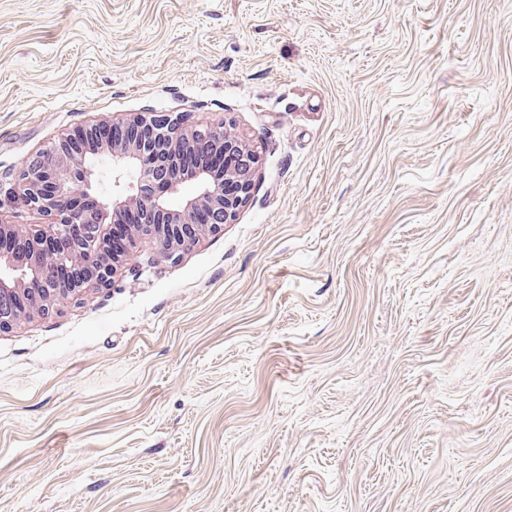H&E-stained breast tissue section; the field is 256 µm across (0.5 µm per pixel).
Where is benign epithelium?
Returning a JSON list of instances; mask_svg holds the SVG:
<instances>
[{"instance_id": "1", "label": "benign epithelium", "mask_w": 512, "mask_h": 512, "mask_svg": "<svg viewBox=\"0 0 512 512\" xmlns=\"http://www.w3.org/2000/svg\"><path fill=\"white\" fill-rule=\"evenodd\" d=\"M85 131L79 140L61 134L15 173L27 210L50 221L0 219V333L48 316L85 292L88 284L72 277L81 268L96 270L93 287H110L117 264L144 237L155 242L162 259L178 261L202 236L234 223L251 195L258 156L223 125L193 127L183 113L141 112L129 119L94 120ZM198 146L214 152L220 171L182 175L180 157ZM100 156L111 164L112 203L91 214L77 211L69 206L74 195L92 199L97 193L93 160ZM187 182L196 185L195 192L172 205ZM127 211L137 220L125 225L118 255L112 233Z\"/></svg>"}]
</instances>
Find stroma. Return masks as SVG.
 Returning <instances> with one entry per match:
<instances>
[{"label": "stroma", "instance_id": "stroma-1", "mask_svg": "<svg viewBox=\"0 0 512 512\" xmlns=\"http://www.w3.org/2000/svg\"><path fill=\"white\" fill-rule=\"evenodd\" d=\"M147 111L255 188L0 334V512H512V0H0V219Z\"/></svg>", "mask_w": 512, "mask_h": 512}]
</instances>
